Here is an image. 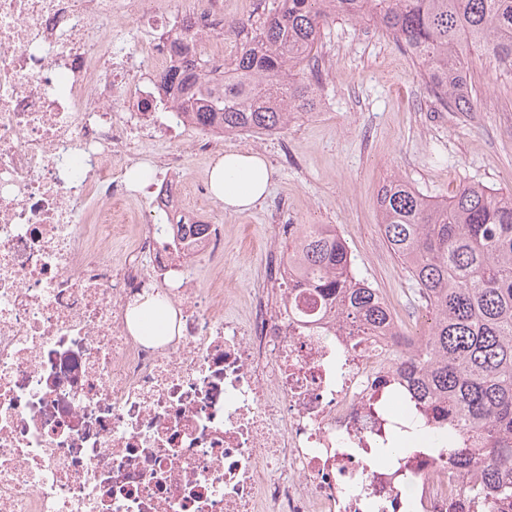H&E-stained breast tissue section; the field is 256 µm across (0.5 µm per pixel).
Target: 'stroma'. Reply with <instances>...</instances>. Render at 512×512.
<instances>
[{
    "label": "stroma",
    "instance_id": "stroma-1",
    "mask_svg": "<svg viewBox=\"0 0 512 512\" xmlns=\"http://www.w3.org/2000/svg\"><path fill=\"white\" fill-rule=\"evenodd\" d=\"M321 84L311 111L274 134L224 137L219 153H257L274 169L270 193L243 213L224 212V308L247 315L267 290V257L288 256L274 224H329L347 242L356 273L391 303L398 321L426 329L413 281L382 239L377 194L391 180L427 197L449 198L465 184L512 189V71L489 56L467 73L475 109L443 110L412 58L371 22L336 19L322 35Z\"/></svg>",
    "mask_w": 512,
    "mask_h": 512
}]
</instances>
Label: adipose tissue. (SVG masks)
<instances>
[{
	"mask_svg": "<svg viewBox=\"0 0 512 512\" xmlns=\"http://www.w3.org/2000/svg\"><path fill=\"white\" fill-rule=\"evenodd\" d=\"M272 179L271 166L257 154L225 153L209 172L213 196L230 213L244 212L262 203Z\"/></svg>",
	"mask_w": 512,
	"mask_h": 512,
	"instance_id": "adipose-tissue-1",
	"label": "adipose tissue"
}]
</instances>
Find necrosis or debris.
Returning a JSON list of instances; mask_svg holds the SVG:
<instances>
[{"label": "necrosis or debris", "mask_w": 512, "mask_h": 512, "mask_svg": "<svg viewBox=\"0 0 512 512\" xmlns=\"http://www.w3.org/2000/svg\"><path fill=\"white\" fill-rule=\"evenodd\" d=\"M224 0H0V512H468L473 471L418 432L455 411L427 406L382 332L353 336L316 294L254 297L247 319L190 269L224 267V226L171 243L154 213L188 223L208 199L166 154L130 189L128 167L175 132L215 149L159 92L182 64L173 26L224 65L212 30ZM137 22L135 50L104 38ZM122 102V111L112 109ZM136 202L135 258H112V222ZM173 335H133L144 289ZM163 299L160 297L159 293H149L144 292V294L140 295L136 300V305L129 307L128 312V321L130 327L134 332L139 334L141 328V313L143 311H148L153 309L157 303L161 302Z\"/></svg>", "instance_id": "1"}]
</instances>
